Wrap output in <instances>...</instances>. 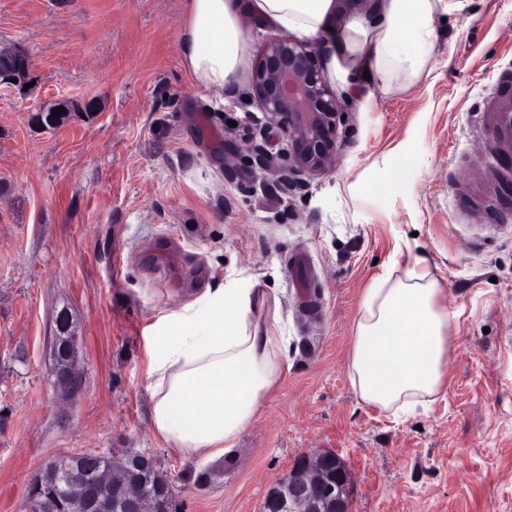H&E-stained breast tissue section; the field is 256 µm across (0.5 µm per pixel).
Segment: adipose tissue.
<instances>
[{"mask_svg":"<svg viewBox=\"0 0 512 512\" xmlns=\"http://www.w3.org/2000/svg\"><path fill=\"white\" fill-rule=\"evenodd\" d=\"M465 0H378L342 33L328 25L334 0H186L178 37L195 85L233 105L246 67L245 29L257 23L324 46L325 68L346 95L367 85L404 89L424 73L436 16ZM419 266L366 289L350 356L361 399L397 415L443 388L455 312ZM276 297L214 280L149 327V426L173 454H223L248 430L287 367L288 339L275 335Z\"/></svg>","mask_w":512,"mask_h":512,"instance_id":"obj_1","label":"adipose tissue"}]
</instances>
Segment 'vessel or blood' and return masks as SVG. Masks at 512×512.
<instances>
[{"label": "vessel or blood", "instance_id": "1", "mask_svg": "<svg viewBox=\"0 0 512 512\" xmlns=\"http://www.w3.org/2000/svg\"><path fill=\"white\" fill-rule=\"evenodd\" d=\"M473 123L476 135L470 164L460 176L461 208L475 223L512 221V211L496 203L498 192L512 187V67L493 72Z\"/></svg>", "mask_w": 512, "mask_h": 512}]
</instances>
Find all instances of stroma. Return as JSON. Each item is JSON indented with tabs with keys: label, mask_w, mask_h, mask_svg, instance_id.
<instances>
[{
	"label": "stroma",
	"mask_w": 512,
	"mask_h": 512,
	"mask_svg": "<svg viewBox=\"0 0 512 512\" xmlns=\"http://www.w3.org/2000/svg\"><path fill=\"white\" fill-rule=\"evenodd\" d=\"M185 0H0V512L59 454L153 456L174 512H260L303 454L333 450L352 512H512V223L461 224L468 117L512 64V0H466L408 88L342 97L335 165L302 188L255 171L251 87L215 108L177 50ZM76 108L54 130L35 117ZM411 176L391 186L401 158ZM446 290L448 376L405 421L349 379L366 288L416 257ZM276 294L288 368L219 457L181 458L147 424L153 321L213 279ZM81 338L74 397L50 386L54 317ZM30 64L27 55L17 49L0 48V86H21L29 75ZM17 79V82H11Z\"/></svg>",
	"instance_id": "obj_1"
}]
</instances>
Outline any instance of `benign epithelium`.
<instances>
[{"mask_svg": "<svg viewBox=\"0 0 512 512\" xmlns=\"http://www.w3.org/2000/svg\"><path fill=\"white\" fill-rule=\"evenodd\" d=\"M30 64L17 49L0 48V86L26 82ZM253 96L263 114L264 126L277 130L286 141L288 163L260 144L252 149V167L277 174L292 191L308 177L327 171L336 161L342 123L341 103L331 88L317 50L289 36L274 35L266 43L252 75ZM57 333L51 344L52 386L63 396L80 388L77 373L79 336L71 330V313L56 316ZM112 492L123 498L131 512H155L152 502L140 498L124 469L103 475ZM282 494L268 492L262 512H350L353 478L346 461L333 451L301 456L288 475ZM67 491L83 512H107L109 504L80 471L67 475ZM57 496L56 488L39 478L30 483L26 504L33 512L43 498Z\"/></svg>", "mask_w": 512, "mask_h": 512, "instance_id": "obj_1", "label": "benign epithelium"}]
</instances>
